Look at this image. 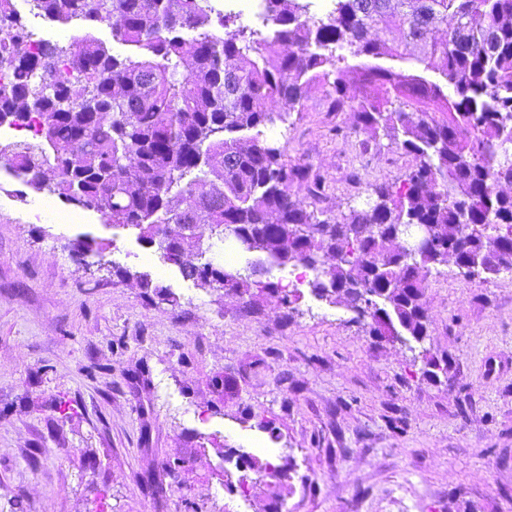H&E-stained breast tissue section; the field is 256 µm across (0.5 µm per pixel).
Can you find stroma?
I'll return each mask as SVG.
<instances>
[{
	"mask_svg": "<svg viewBox=\"0 0 512 512\" xmlns=\"http://www.w3.org/2000/svg\"><path fill=\"white\" fill-rule=\"evenodd\" d=\"M347 96L268 103L287 121L262 135L321 175L332 219L411 163L355 132ZM48 197L0 167V512H512V271L428 273L435 383L345 304L305 287L295 311L268 291L244 308Z\"/></svg>",
	"mask_w": 512,
	"mask_h": 512,
	"instance_id": "1",
	"label": "stroma"
}]
</instances>
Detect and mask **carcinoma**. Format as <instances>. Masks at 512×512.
<instances>
[{
	"instance_id": "1",
	"label": "carcinoma",
	"mask_w": 512,
	"mask_h": 512,
	"mask_svg": "<svg viewBox=\"0 0 512 512\" xmlns=\"http://www.w3.org/2000/svg\"><path fill=\"white\" fill-rule=\"evenodd\" d=\"M35 2L38 14L78 20L86 32L75 51L44 41L31 52L14 0H0V125L38 127L35 142L0 145V157L33 189L135 228L201 286L222 282L242 298L269 290L292 311L298 289L257 279L256 262L302 266L311 293L345 300L370 335L422 344V272L446 264L450 252L467 263L483 250L482 274L512 270V194L498 190L512 183V0H334L324 20L299 0H268L274 31L259 38L211 0ZM213 14L221 35L206 30ZM115 16L123 55L92 33ZM439 28L441 41L433 38ZM382 60L420 65L440 82ZM356 78V130L389 137L413 165L397 187L372 185L365 206L321 219L288 192L306 181L317 201L321 179L260 140L263 128L285 121L265 104L300 105L322 80L332 107L342 108ZM181 222L198 234L166 232ZM421 224L432 246L400 249L397 238ZM227 228L251 260L199 266L201 239L211 248ZM422 359L424 377H448V361L425 350Z\"/></svg>"
}]
</instances>
